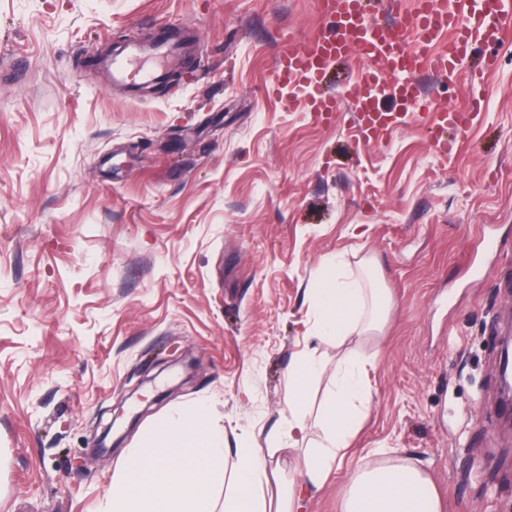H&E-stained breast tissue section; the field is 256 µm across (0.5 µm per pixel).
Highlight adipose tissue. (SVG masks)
<instances>
[{
	"mask_svg": "<svg viewBox=\"0 0 512 512\" xmlns=\"http://www.w3.org/2000/svg\"><path fill=\"white\" fill-rule=\"evenodd\" d=\"M329 269L325 286L313 297L314 345L288 369L284 434L295 466L279 507H272L266 496L272 470L263 449L228 447L223 430L204 408L188 403L177 414L157 416L139 432L137 447L119 463L105 512H300L304 491L320 489L342 466L372 397L366 361L339 360L334 387L319 413L322 432L318 439H307L308 385L323 371L317 345L377 331L393 308L391 296L364 287L343 260L330 263ZM222 479L228 490L219 502L214 487ZM339 512H441V504L420 467L386 459L358 466Z\"/></svg>",
	"mask_w": 512,
	"mask_h": 512,
	"instance_id": "1",
	"label": "adipose tissue"
}]
</instances>
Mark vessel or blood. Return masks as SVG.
I'll return each mask as SVG.
<instances>
[{
	"instance_id": "vessel-or-blood-1",
	"label": "vessel or blood",
	"mask_w": 512,
	"mask_h": 512,
	"mask_svg": "<svg viewBox=\"0 0 512 512\" xmlns=\"http://www.w3.org/2000/svg\"><path fill=\"white\" fill-rule=\"evenodd\" d=\"M331 29L307 42L288 41L276 59L277 95L301 101L311 120L323 122L340 108L325 91L327 70L335 61L360 53L366 60L355 77L354 110L363 137L379 140L394 122L409 114L435 115L439 124L462 129L480 101L467 91L462 107L444 105L427 96L417 81L429 73L455 85L458 65L471 46H494L512 30V0H388L391 18L371 22L366 0H317ZM178 44L160 39L149 45L131 43L101 60L114 84L129 95L141 85L162 80L165 62L177 56ZM388 97L393 109H382Z\"/></svg>"
}]
</instances>
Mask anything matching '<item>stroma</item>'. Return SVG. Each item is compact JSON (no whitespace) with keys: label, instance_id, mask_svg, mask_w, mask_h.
Wrapping results in <instances>:
<instances>
[{"label":"stroma","instance_id":"stroma-1","mask_svg":"<svg viewBox=\"0 0 512 512\" xmlns=\"http://www.w3.org/2000/svg\"><path fill=\"white\" fill-rule=\"evenodd\" d=\"M170 26L194 41L178 85L108 87L102 51ZM324 29L316 0H0V512H102L138 432L188 401L291 471L288 366L336 255L371 261L394 308L375 335L320 347L309 423L342 357L369 359L372 400L304 512H338L380 450L421 467L443 512H512V34L447 155L416 115L363 141L358 56L330 69L329 122L271 93L283 39ZM486 52L459 87L420 75L424 91L461 104ZM136 389L138 419L100 452Z\"/></svg>","mask_w":512,"mask_h":512}]
</instances>
